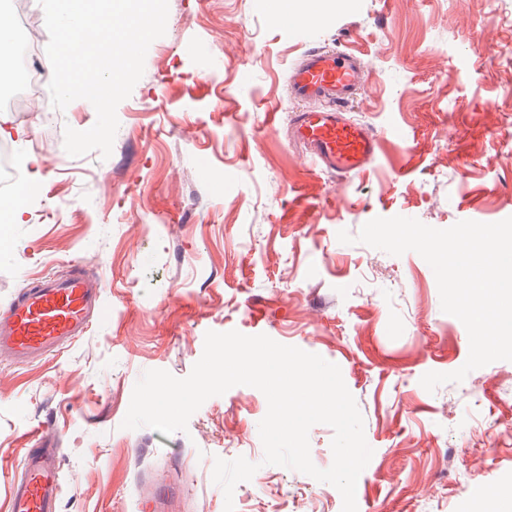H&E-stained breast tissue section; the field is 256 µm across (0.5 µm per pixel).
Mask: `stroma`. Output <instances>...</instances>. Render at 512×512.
Returning a JSON list of instances; mask_svg holds the SVG:
<instances>
[{
	"instance_id": "1",
	"label": "stroma",
	"mask_w": 512,
	"mask_h": 512,
	"mask_svg": "<svg viewBox=\"0 0 512 512\" xmlns=\"http://www.w3.org/2000/svg\"><path fill=\"white\" fill-rule=\"evenodd\" d=\"M274 0H168L167 29L117 107L112 154L69 156L64 129L96 121L87 100L47 118L2 112L20 158L42 159L23 223L0 226V310L33 277H102L88 332L47 362H0V512L24 449H59L58 512H144L158 484L173 512H224L215 458L256 463L235 512H342L331 484L263 464L264 394L214 396L188 429L122 428L145 371L189 375L207 331L265 334L337 364L373 456L358 512H479L512 493V361L428 392L421 377L469 355L416 252L358 235L376 217L445 229L512 217V0H323L298 23ZM331 46L370 70L349 116L381 151L340 181L288 138L289 67Z\"/></svg>"
}]
</instances>
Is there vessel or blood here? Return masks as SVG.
I'll list each match as a JSON object with an SVG mask.
<instances>
[{
	"mask_svg": "<svg viewBox=\"0 0 512 512\" xmlns=\"http://www.w3.org/2000/svg\"><path fill=\"white\" fill-rule=\"evenodd\" d=\"M368 78L359 56L327 47L308 49L288 70V97L296 105L289 138L340 178L367 172L380 151L379 137L347 115ZM102 306L100 279L83 273L38 279L0 310V359L17 366L46 360L84 336ZM61 491L57 449H25L9 512H57Z\"/></svg>",
	"mask_w": 512,
	"mask_h": 512,
	"instance_id": "1",
	"label": "vessel or blood"
}]
</instances>
